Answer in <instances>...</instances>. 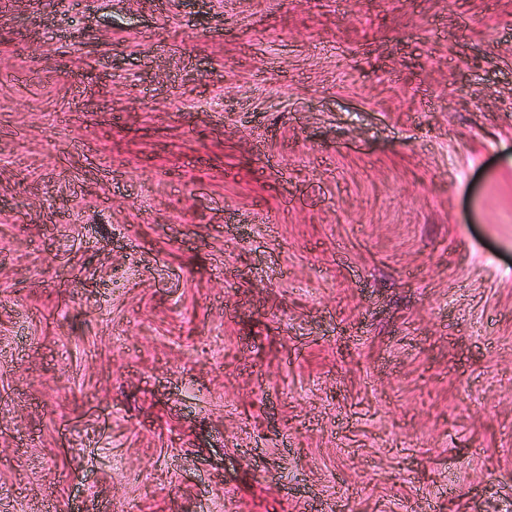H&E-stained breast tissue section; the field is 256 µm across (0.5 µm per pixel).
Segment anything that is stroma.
Listing matches in <instances>:
<instances>
[{
	"mask_svg": "<svg viewBox=\"0 0 512 512\" xmlns=\"http://www.w3.org/2000/svg\"><path fill=\"white\" fill-rule=\"evenodd\" d=\"M0 512H512V0H6Z\"/></svg>",
	"mask_w": 512,
	"mask_h": 512,
	"instance_id": "1",
	"label": "stroma"
}]
</instances>
